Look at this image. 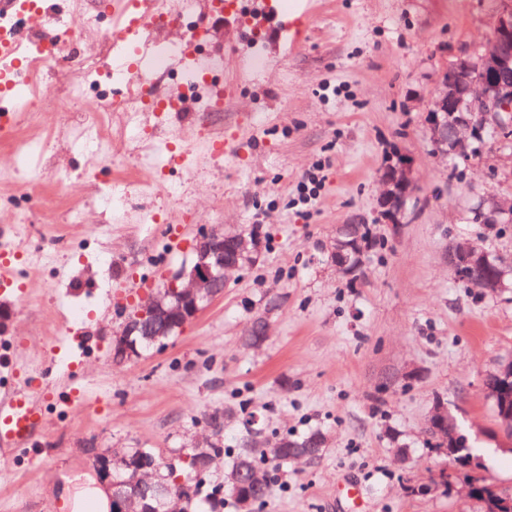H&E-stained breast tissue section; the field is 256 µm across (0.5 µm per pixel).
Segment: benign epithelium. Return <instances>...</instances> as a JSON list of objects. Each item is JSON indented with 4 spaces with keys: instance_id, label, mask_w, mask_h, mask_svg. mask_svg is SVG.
I'll list each match as a JSON object with an SVG mask.
<instances>
[{
    "instance_id": "7a95c632",
    "label": "benign epithelium",
    "mask_w": 512,
    "mask_h": 512,
    "mask_svg": "<svg viewBox=\"0 0 512 512\" xmlns=\"http://www.w3.org/2000/svg\"><path fill=\"white\" fill-rule=\"evenodd\" d=\"M435 152L446 158L464 156L473 141L486 129L512 137V9L497 14L491 38L475 55L464 54L443 72L437 82L426 115ZM382 191L378 208L390 224L401 223L405 202L414 189L406 164L387 167L380 175ZM483 213L498 223L512 220V200L485 199ZM190 265L174 273L126 320L114 337L113 358L131 360L143 346H162L193 320L214 298L223 293L230 273L258 263L261 241L254 234L213 227L202 232L193 244ZM458 262L492 264V254L469 244L448 248V266ZM269 338L267 317H255L243 342L250 348ZM427 426L441 436L444 448L457 446L460 434L447 408L429 416ZM100 473L111 480L112 507L117 512H180L184 496L170 498V487L162 482L155 458L145 455L107 453L97 459Z\"/></svg>"
}]
</instances>
